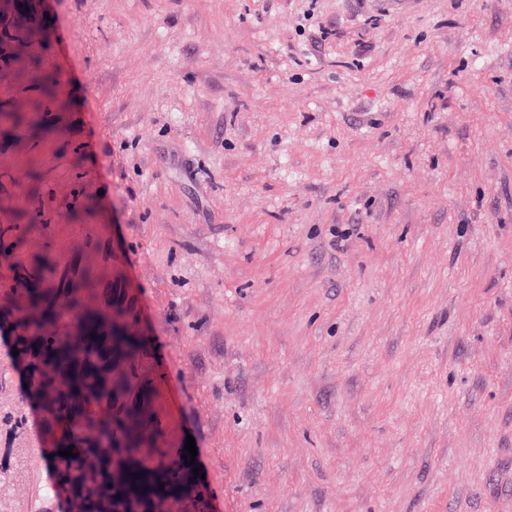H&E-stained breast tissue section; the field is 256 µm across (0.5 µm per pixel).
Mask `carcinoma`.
<instances>
[{
	"instance_id": "carcinoma-1",
	"label": "carcinoma",
	"mask_w": 512,
	"mask_h": 512,
	"mask_svg": "<svg viewBox=\"0 0 512 512\" xmlns=\"http://www.w3.org/2000/svg\"><path fill=\"white\" fill-rule=\"evenodd\" d=\"M30 228L0 224V241L12 243L0 251L9 288L23 299L14 312L0 310V322L11 327L15 360L40 403L51 494L66 496L67 512H167L192 489L155 449L138 410L112 406V365L135 369L145 342L129 333L128 313L86 308L91 273L70 276L51 251L27 255L20 244ZM68 448L76 457L59 455Z\"/></svg>"
}]
</instances>
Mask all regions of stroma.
I'll list each match as a JSON object with an SVG mask.
<instances>
[{
    "label": "stroma",
    "mask_w": 512,
    "mask_h": 512,
    "mask_svg": "<svg viewBox=\"0 0 512 512\" xmlns=\"http://www.w3.org/2000/svg\"><path fill=\"white\" fill-rule=\"evenodd\" d=\"M26 207L206 512H512V0H0ZM11 345L0 512H61Z\"/></svg>",
    "instance_id": "1"
}]
</instances>
